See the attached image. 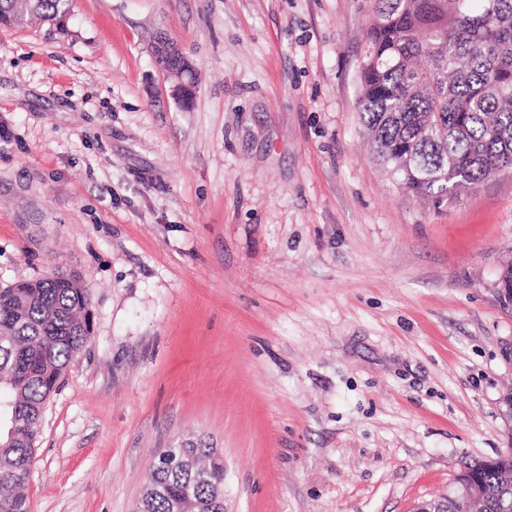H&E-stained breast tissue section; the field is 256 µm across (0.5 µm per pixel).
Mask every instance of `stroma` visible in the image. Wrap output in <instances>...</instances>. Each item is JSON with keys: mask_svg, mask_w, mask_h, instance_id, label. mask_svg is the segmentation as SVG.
<instances>
[{"mask_svg": "<svg viewBox=\"0 0 512 512\" xmlns=\"http://www.w3.org/2000/svg\"><path fill=\"white\" fill-rule=\"evenodd\" d=\"M371 13L71 0L0 28V289L62 269L90 294L30 512H136L188 437L222 449L229 512H416L505 450L512 172L437 204L372 158ZM153 52L157 65L167 74H172L179 79V82L172 90L173 97L181 103H188L193 95L194 87L189 76L195 71L194 63L181 51V49L169 38L160 36L154 43ZM177 58L179 66L171 69L161 63L164 59Z\"/></svg>", "mask_w": 512, "mask_h": 512, "instance_id": "35a3bbf8", "label": "stroma"}]
</instances>
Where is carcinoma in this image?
<instances>
[{
	"mask_svg": "<svg viewBox=\"0 0 512 512\" xmlns=\"http://www.w3.org/2000/svg\"><path fill=\"white\" fill-rule=\"evenodd\" d=\"M373 0L360 71L369 149L437 203L512 169V0ZM69 0H0V25L53 20ZM89 293L62 271L0 289V512H30L43 406L87 344ZM190 469L151 467L141 512H224V455L188 441ZM483 512H512V455L460 461Z\"/></svg>",
	"mask_w": 512,
	"mask_h": 512,
	"instance_id": "1",
	"label": "carcinoma"
}]
</instances>
